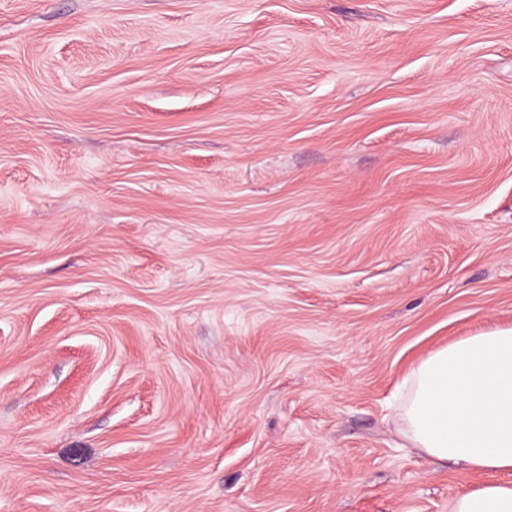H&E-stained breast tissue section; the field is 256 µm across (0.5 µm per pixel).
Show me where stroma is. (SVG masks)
Segmentation results:
<instances>
[{
	"instance_id": "obj_1",
	"label": "stroma",
	"mask_w": 512,
	"mask_h": 512,
	"mask_svg": "<svg viewBox=\"0 0 512 512\" xmlns=\"http://www.w3.org/2000/svg\"><path fill=\"white\" fill-rule=\"evenodd\" d=\"M501 328L512 0H0V512H450ZM401 433L434 462L512 473V328L465 336L401 384Z\"/></svg>"
}]
</instances>
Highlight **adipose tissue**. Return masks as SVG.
<instances>
[{"instance_id": "1", "label": "adipose tissue", "mask_w": 512, "mask_h": 512, "mask_svg": "<svg viewBox=\"0 0 512 512\" xmlns=\"http://www.w3.org/2000/svg\"><path fill=\"white\" fill-rule=\"evenodd\" d=\"M401 390L397 416L413 447L444 466L512 473V328L435 351ZM451 512H512V482L484 484Z\"/></svg>"}]
</instances>
